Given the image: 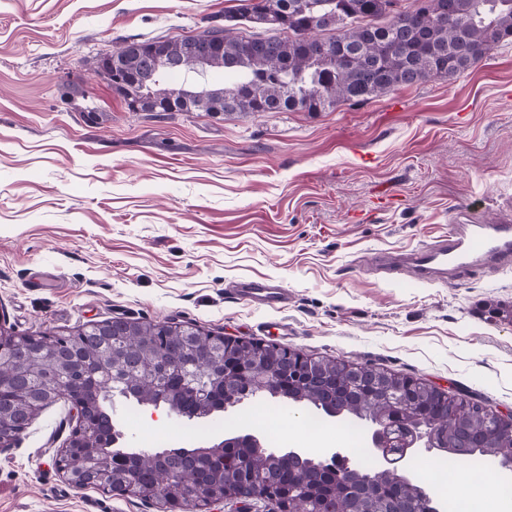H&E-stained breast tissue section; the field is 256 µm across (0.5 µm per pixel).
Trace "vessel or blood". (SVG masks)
Returning <instances> with one entry per match:
<instances>
[{
  "label": "vessel or blood",
  "mask_w": 512,
  "mask_h": 512,
  "mask_svg": "<svg viewBox=\"0 0 512 512\" xmlns=\"http://www.w3.org/2000/svg\"><path fill=\"white\" fill-rule=\"evenodd\" d=\"M448 237L399 258L377 254L376 265L393 272L409 268L415 278L428 282L439 277L465 275L471 268L486 263L512 264V218H488L468 210L457 211ZM239 296L274 308L283 303L288 292L259 280L240 281Z\"/></svg>",
  "instance_id": "1"
}]
</instances>
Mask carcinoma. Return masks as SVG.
Instances as JSON below:
<instances>
[{
	"label": "carcinoma",
	"instance_id": "cac0c4a2",
	"mask_svg": "<svg viewBox=\"0 0 512 512\" xmlns=\"http://www.w3.org/2000/svg\"><path fill=\"white\" fill-rule=\"evenodd\" d=\"M400 0H237L234 9L224 13L226 24H211L204 33L211 42L224 45L221 56H212L206 70L199 72L189 49V37L165 40L169 53L183 65L177 72L152 66L141 50L146 42L125 40L112 54L123 67L112 71V88L123 96L127 109L137 105L142 112H222L226 115L249 112H324L340 102L365 103L387 91L409 87L430 78L452 79L479 64L489 50L512 41V0H461V19L454 25L435 15V0L413 9L411 22L403 29L394 27L393 16L407 11ZM270 22L260 32H246L239 22H254L263 13ZM385 16L386 24L372 20ZM325 31L331 44H342L359 54L348 65H339L314 55V47ZM250 38L260 47L245 53L241 43ZM212 71L224 74V86L209 84ZM196 339L187 344L185 337L172 332L161 322H142L137 336L150 353L149 370L140 371L128 364L117 366L112 376V392L143 399L161 393L160 384L173 391V398L189 411L197 398L176 387L166 358L179 357L184 365L208 350L207 334L195 329ZM259 353L271 365L288 367V359L300 353L285 346L241 339L224 351V360L233 362L250 353ZM312 368L300 372L304 383V403L318 407L327 399L342 410V416L372 421L385 416L388 406L399 407V425L390 430L394 436L414 423L418 410L447 400L469 406L462 418H448L435 428L436 435L450 446L448 460L462 462L484 458L504 463L512 458V435L499 431L487 414L483 402L455 393L449 396L420 378L394 373L373 364H354L328 357H310ZM222 391L223 405L245 398L268 395L283 399L268 385L250 376L220 389L212 380L210 391ZM92 417L103 429L97 438L99 452L121 453L115 447L120 431L113 425L109 398L91 399ZM180 455L157 451L151 458L135 452L122 453L108 478V492L121 497L157 500L167 487L174 465L194 469L201 483L217 497L228 498L245 489H257L265 498L270 487H286L291 499L300 501L307 512H328L350 487L359 488L376 478L382 495L355 494V512H388L387 498L393 494L413 498L411 489L400 486L388 472L377 473L368 465L347 467L345 462L314 459L301 455L283 469L270 452L259 448H222L218 453L200 454L198 448H180ZM321 468V482L301 484L296 473ZM350 473H345L346 469ZM136 474V485L129 489L128 472Z\"/></svg>",
	"mask_w": 512,
	"mask_h": 512
}]
</instances>
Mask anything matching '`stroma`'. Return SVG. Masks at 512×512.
Listing matches in <instances>:
<instances>
[{"instance_id":"stroma-1","label":"stroma","mask_w":512,"mask_h":512,"mask_svg":"<svg viewBox=\"0 0 512 512\" xmlns=\"http://www.w3.org/2000/svg\"><path fill=\"white\" fill-rule=\"evenodd\" d=\"M236 0H0V327L73 334L112 319L192 324L369 362L512 411V268L390 277L372 258L444 238L454 210L512 197V44L323 112H131L95 70L123 39L193 34ZM270 279L280 309L233 286ZM122 448L169 433L266 439L312 408L245 400L187 421L117 396ZM75 425L44 408L0 452V512H161L74 488Z\"/></svg>"}]
</instances>
